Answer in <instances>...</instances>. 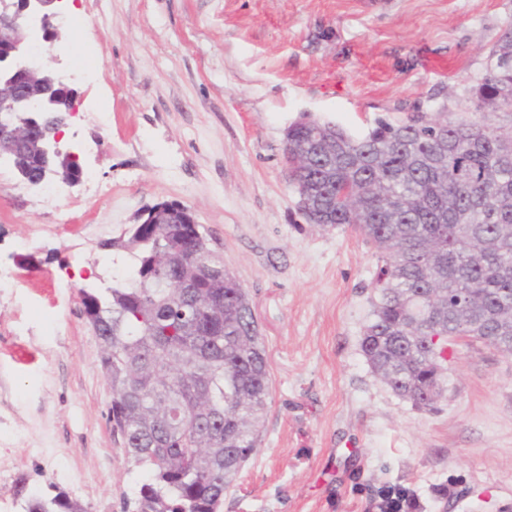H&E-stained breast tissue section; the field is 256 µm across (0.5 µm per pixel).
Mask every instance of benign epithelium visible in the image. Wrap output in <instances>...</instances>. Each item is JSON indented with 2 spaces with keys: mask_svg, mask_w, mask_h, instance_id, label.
Listing matches in <instances>:
<instances>
[{
  "mask_svg": "<svg viewBox=\"0 0 512 512\" xmlns=\"http://www.w3.org/2000/svg\"><path fill=\"white\" fill-rule=\"evenodd\" d=\"M62 2L0 0V159L10 158L17 139L22 137L41 157L64 155L79 162L74 153L61 151L63 133L50 138L37 123H28L20 130L14 121L18 112L50 111L47 85L68 91L59 73L46 67L30 46V41L37 37L51 43L59 40Z\"/></svg>",
  "mask_w": 512,
  "mask_h": 512,
  "instance_id": "obj_1",
  "label": "benign epithelium"
}]
</instances>
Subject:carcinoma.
Masks as SVG:
<instances>
[{"label":"carcinoma","mask_w":512,"mask_h":512,"mask_svg":"<svg viewBox=\"0 0 512 512\" xmlns=\"http://www.w3.org/2000/svg\"><path fill=\"white\" fill-rule=\"evenodd\" d=\"M489 57L476 107L512 109V24ZM295 155L305 219L347 224L375 249L361 349L395 394L434 406L450 336H483L512 354V130L418 116L355 138L306 115L288 126V162ZM42 165L17 145L20 176ZM162 207L157 223L109 243L131 265L104 292L83 291L84 314L101 341L112 434L147 473L132 512H220L261 441L268 359L241 285L227 271L218 284L204 274L224 267L204 228L189 258L179 204ZM27 512L86 510L58 493Z\"/></svg>","instance_id":"carcinoma-1"}]
</instances>
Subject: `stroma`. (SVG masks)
Returning a JSON list of instances; mask_svg holds the SVG:
<instances>
[{
    "mask_svg": "<svg viewBox=\"0 0 512 512\" xmlns=\"http://www.w3.org/2000/svg\"><path fill=\"white\" fill-rule=\"evenodd\" d=\"M64 16L45 62L76 92L65 140L96 180L50 200L0 164V512L59 492L123 512L143 480L112 436L82 293L121 276L105 242L163 201L207 229L269 360L261 445L222 512H379L398 493L402 512H512V354L452 345L436 410L395 395L361 350L374 251L306 221L283 158L304 115L355 137L418 113L512 129L474 96L512 0H75Z\"/></svg>",
    "mask_w": 512,
    "mask_h": 512,
    "instance_id": "obj_1",
    "label": "stroma"
}]
</instances>
